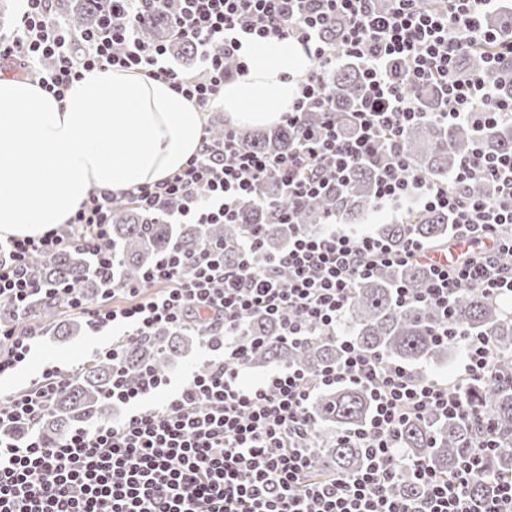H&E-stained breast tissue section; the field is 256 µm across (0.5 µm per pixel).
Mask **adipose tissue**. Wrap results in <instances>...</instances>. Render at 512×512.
Masks as SVG:
<instances>
[{
  "label": "adipose tissue",
  "instance_id": "obj_1",
  "mask_svg": "<svg viewBox=\"0 0 512 512\" xmlns=\"http://www.w3.org/2000/svg\"><path fill=\"white\" fill-rule=\"evenodd\" d=\"M247 71L216 102L240 127H267L299 97L312 61L285 40L250 41ZM203 137L197 104L135 69H94L63 97L0 79V239L66 223L90 190H129L178 173Z\"/></svg>",
  "mask_w": 512,
  "mask_h": 512
}]
</instances>
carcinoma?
<instances>
[{
    "instance_id": "obj_1",
    "label": "carcinoma",
    "mask_w": 512,
    "mask_h": 512,
    "mask_svg": "<svg viewBox=\"0 0 512 512\" xmlns=\"http://www.w3.org/2000/svg\"><path fill=\"white\" fill-rule=\"evenodd\" d=\"M104 0H64L65 20L72 24L92 28L100 18ZM486 25L500 33H512V13L491 14ZM484 50L474 48L464 53L458 72L467 76L484 67ZM498 92L512 96V61L502 64L497 75ZM364 90L360 68L347 62L336 68L330 76L327 94L336 101V124L350 133V112ZM418 106L424 112L438 110V96L433 89L412 91ZM247 143L258 151L281 153L298 145V131L280 126L261 134L244 133ZM496 153H512V127H494L475 131L467 126H450L435 121L421 122L407 127L402 136V148L410 159L414 173L446 181L467 157L474 144ZM376 172L368 165L356 169L346 185L329 196L303 204L297 221L304 232L321 230L325 215L336 213L345 221H356L375 208L374 189ZM262 194L268 199L261 206L255 200L241 204L237 224L173 225L150 224L135 207L125 204L112 214V239L121 254V265L116 272L96 274L90 259L76 250L61 252L34 264L38 279L52 285L69 281L83 292L100 293L112 287V278L130 281L137 278L143 266L157 254L173 246L195 250L201 239H221L229 244L238 242L248 225L261 229V249L256 253L257 266L274 253L288 248V225L277 223L275 212L288 207V199L277 182L269 180L262 185ZM451 233L448 213L443 211H416L407 216L404 224H381L377 235L392 247H400L413 235L429 244L443 243ZM427 271L420 265H406L385 270L373 280L357 284L346 309L344 325L352 329L351 340L363 350L406 365L426 364L448 354L449 345L433 338V328L439 316L429 308L395 303L394 288L401 284L421 288ZM32 310L56 336L81 333L77 320L62 322L58 305L48 298H38ZM452 312L457 327L465 332L489 337L494 345V361L499 380L474 381L461 392V398L476 406L482 418L444 417L429 414L423 419H411L400 429L399 441L406 455L423 458L436 471L448 473L456 470L471 454L465 441L479 433L482 423L496 428L503 439L501 447L482 455L479 472L469 488L476 501L491 498L497 484L512 477V308L470 288L458 293L452 300ZM279 321L261 318L250 322L242 340L255 336L266 337L265 345L256 350L249 360L250 367L276 363L307 372L336 363L341 356L335 343L318 340L304 349H294L276 339ZM201 338V330H160L149 340L134 339L126 342L124 365L131 376H136L147 364L165 372L175 358L191 350ZM112 384V364L95 358L85 364L71 386L56 398L54 409L37 425V431L46 442L65 435L79 422L98 417L103 412L102 396ZM372 410L369 392L355 385H342L318 393L309 404V416L318 424L336 431L353 430L366 424ZM316 467L325 473L352 472L366 461L365 449L335 436L317 435ZM399 475L395 489L403 495L415 497L421 488L413 474L396 461Z\"/></svg>"
}]
</instances>
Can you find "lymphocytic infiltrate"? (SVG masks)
Wrapping results in <instances>:
<instances>
[{"label": "lymphocytic infiltrate", "mask_w": 512, "mask_h": 512, "mask_svg": "<svg viewBox=\"0 0 512 512\" xmlns=\"http://www.w3.org/2000/svg\"><path fill=\"white\" fill-rule=\"evenodd\" d=\"M112 10L93 29L79 30L57 16L52 0H23L14 26L0 31V60L39 72L47 92L62 96L82 72L136 69L168 81L175 91L208 110L224 90L225 64L244 72L247 38L289 39L300 44L315 66L299 99L284 115L299 132L297 149L268 154L245 146L236 128L222 141L203 135L198 153L172 177L115 194L90 191L67 223L42 236L0 241V308L14 322H0V375L26 362L36 329L26 327L31 302L40 293L64 298L71 314L87 317L92 332L119 327L125 337L147 338L160 327L205 328L203 370L179 387L154 367L129 379L120 344L102 352L112 364L105 394L119 416L77 425L58 441L43 442L36 431L56 396L72 382V369L47 368L36 387L0 394V512H512V479L499 484L484 506L468 490L477 460L441 475L422 460L411 463L422 487L418 498L394 493V461L401 455L399 430L431 413L472 416L459 394L462 382L494 378V347L488 337L439 323L433 332L463 349L462 382H441L357 348L336 325L358 280L392 266L420 264L425 287H398V306L419 304L448 310L467 288L485 296L512 298V154L489 156L481 148L440 182L411 173L401 145L404 129L434 119L447 125L495 127L512 124V97L497 94L494 80L512 60V36L485 26L496 0H111ZM346 25L338 42L324 29L335 18ZM167 22L169 39L146 42L144 26ZM189 44L197 70L188 75L170 63L172 43ZM492 51L485 68L460 77L457 62L472 46ZM362 70L364 92L350 114L352 134L333 120L336 107L325 86L337 62ZM433 85L440 108L429 114L407 88ZM323 112L318 127L306 112ZM377 169L376 207L448 212L453 242L467 250L442 262L439 247L411 237L393 248L372 235L338 230L336 215L321 233L297 230L287 251L265 266L254 263L258 229L234 246L225 264L223 242L206 241L196 251L172 248L146 267L136 282L115 285L97 301L69 282L45 289L31 275L32 263L79 248L98 265L119 266L112 243V211L133 203L155 224H233L242 199L257 195L264 179H278L288 197L279 220L293 224L294 207L349 182L353 171ZM490 181L492 197L469 194L470 184ZM128 296L112 306L116 294ZM280 316L278 338L301 347L320 338L338 343L341 362L314 374L287 367L255 385L243 386L245 357L263 345L241 339L258 317ZM345 384L369 390L373 409L364 428L345 438L365 449L366 464L353 473L315 474L308 415L312 397ZM21 435H14V428Z\"/></svg>", "instance_id": "1"}]
</instances>
